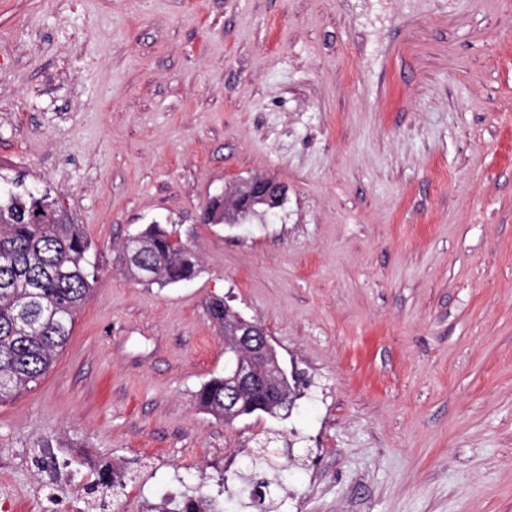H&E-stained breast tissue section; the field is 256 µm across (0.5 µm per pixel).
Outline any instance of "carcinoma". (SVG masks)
I'll return each instance as SVG.
<instances>
[{"mask_svg":"<svg viewBox=\"0 0 512 512\" xmlns=\"http://www.w3.org/2000/svg\"><path fill=\"white\" fill-rule=\"evenodd\" d=\"M131 243L127 272L140 281L179 284L201 271L198 254L174 229L150 224L124 245ZM89 249L80 225L57 208L50 191L0 173L1 403L38 383L67 344L94 282ZM205 310L211 322L224 324V300L206 302ZM195 401L202 412L228 419L224 377L204 383Z\"/></svg>","mask_w":512,"mask_h":512,"instance_id":"1","label":"carcinoma"}]
</instances>
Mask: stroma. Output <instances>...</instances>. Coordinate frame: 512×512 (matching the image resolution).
Instances as JSON below:
<instances>
[{
	"label": "stroma",
	"mask_w": 512,
	"mask_h": 512,
	"mask_svg": "<svg viewBox=\"0 0 512 512\" xmlns=\"http://www.w3.org/2000/svg\"><path fill=\"white\" fill-rule=\"evenodd\" d=\"M0 173L50 189L93 290L0 403V483L117 470L115 512H512V0H0ZM274 214L205 224L238 179ZM176 225L202 272L115 261ZM261 321L299 399L225 424L205 303Z\"/></svg>",
	"instance_id": "obj_1"
}]
</instances>
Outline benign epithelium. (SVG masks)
<instances>
[{
  "label": "benign epithelium",
  "mask_w": 512,
  "mask_h": 512,
  "mask_svg": "<svg viewBox=\"0 0 512 512\" xmlns=\"http://www.w3.org/2000/svg\"><path fill=\"white\" fill-rule=\"evenodd\" d=\"M287 187L267 176H255L234 183L229 194L208 201L203 207L212 224L238 221L262 205L271 212L286 200ZM224 412L241 414L240 403L245 395L255 398L254 408L283 406L291 409L299 393L290 394L281 388L268 371L275 357L267 328L261 322L247 319L224 304Z\"/></svg>",
  "instance_id": "1"
}]
</instances>
